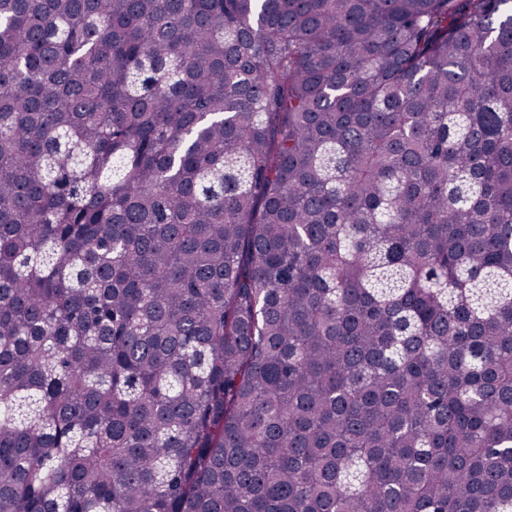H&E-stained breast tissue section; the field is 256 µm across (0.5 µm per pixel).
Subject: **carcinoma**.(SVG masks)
Wrapping results in <instances>:
<instances>
[{"label": "carcinoma", "mask_w": 512, "mask_h": 512, "mask_svg": "<svg viewBox=\"0 0 512 512\" xmlns=\"http://www.w3.org/2000/svg\"><path fill=\"white\" fill-rule=\"evenodd\" d=\"M0 512H512V0H0Z\"/></svg>", "instance_id": "obj_1"}]
</instances>
